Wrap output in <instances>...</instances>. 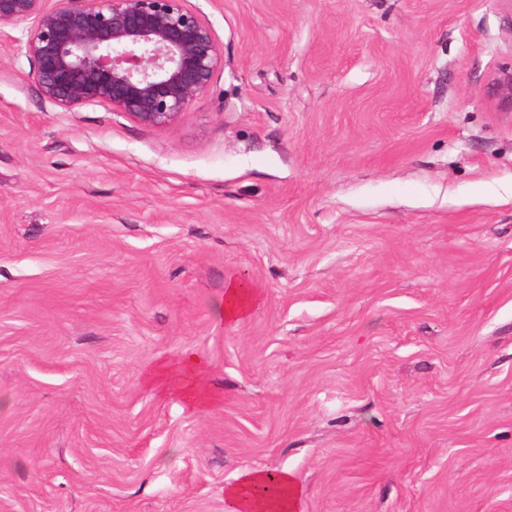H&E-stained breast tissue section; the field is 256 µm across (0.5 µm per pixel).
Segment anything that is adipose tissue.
Instances as JSON below:
<instances>
[{
	"label": "adipose tissue",
	"instance_id": "1",
	"mask_svg": "<svg viewBox=\"0 0 512 512\" xmlns=\"http://www.w3.org/2000/svg\"><path fill=\"white\" fill-rule=\"evenodd\" d=\"M260 305V297L246 280L227 277L221 310L225 321L250 319ZM301 497L294 475L276 467L242 471L224 489L227 512H299Z\"/></svg>",
	"mask_w": 512,
	"mask_h": 512
}]
</instances>
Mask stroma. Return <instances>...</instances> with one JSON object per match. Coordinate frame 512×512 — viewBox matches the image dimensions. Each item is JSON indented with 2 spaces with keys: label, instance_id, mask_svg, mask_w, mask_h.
Listing matches in <instances>:
<instances>
[{
  "label": "stroma",
  "instance_id": "obj_1",
  "mask_svg": "<svg viewBox=\"0 0 512 512\" xmlns=\"http://www.w3.org/2000/svg\"><path fill=\"white\" fill-rule=\"evenodd\" d=\"M190 3L224 66L167 129L0 49V512H225L272 464L302 512H512V10ZM497 105L502 112H512V65L503 66L495 74ZM260 305V297L246 280L230 275L227 277L224 282V306L221 309V318L227 322L248 320Z\"/></svg>",
  "mask_w": 512,
  "mask_h": 512
}]
</instances>
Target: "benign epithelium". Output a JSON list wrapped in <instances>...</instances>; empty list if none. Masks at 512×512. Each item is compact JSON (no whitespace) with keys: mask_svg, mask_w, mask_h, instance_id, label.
<instances>
[{"mask_svg":"<svg viewBox=\"0 0 512 512\" xmlns=\"http://www.w3.org/2000/svg\"><path fill=\"white\" fill-rule=\"evenodd\" d=\"M0 0V42L32 65L42 97L69 110L100 103L143 126L169 128L209 89L223 53L189 0ZM512 112V65L495 74Z\"/></svg>","mask_w":512,"mask_h":512,"instance_id":"obj_1","label":"benign epithelium"}]
</instances>
